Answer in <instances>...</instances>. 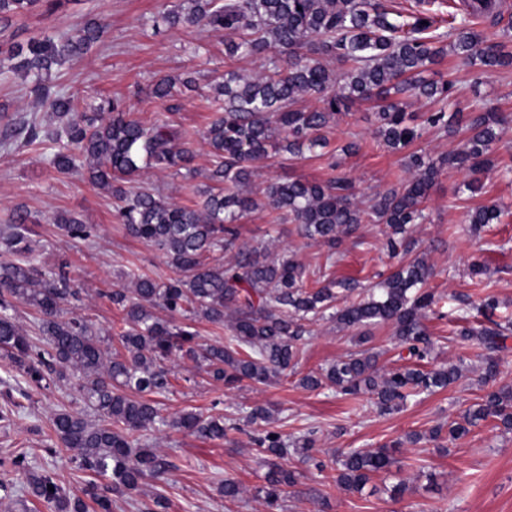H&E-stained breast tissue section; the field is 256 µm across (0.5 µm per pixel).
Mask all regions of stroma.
Instances as JSON below:
<instances>
[{"instance_id": "stroma-1", "label": "stroma", "mask_w": 512, "mask_h": 512, "mask_svg": "<svg viewBox=\"0 0 512 512\" xmlns=\"http://www.w3.org/2000/svg\"><path fill=\"white\" fill-rule=\"evenodd\" d=\"M190 0H49L41 11L16 18L8 32L16 40L46 33L62 36L74 33L90 17L104 18L105 32L82 59L63 68L54 82L60 93L93 103L98 96L124 100L135 116L151 119L163 113L162 102L147 97L155 80L163 76L193 74L199 95L183 102L174 120L196 150L193 162L197 177L170 172L150 173L147 186L170 202L187 203L196 187L203 184V171L211 166L203 133L210 112L205 97L211 83L226 68L224 35L199 26L169 27L162 14ZM438 74H454L465 87L458 108L469 112L473 101L512 113V72L477 76L474 68L463 65L455 55H447L437 65ZM8 116L37 114L51 120L49 106L37 105L22 77L0 73V113ZM351 119L333 123L326 135L337 147L338 173L355 179L360 199L398 185L406 176L402 154L377 145L370 104L355 105ZM357 141L358 153L344 155L340 146ZM51 151L45 147L4 151L0 149V226L7 224L16 206L36 214L29 235L37 244L36 259L47 269L67 263L71 277L80 288V312L101 336L112 333L119 312L105 298L106 290L128 284L127 272H140L164 278L174 268L162 252L129 236L118 220L111 193L92 185L79 174L61 175L49 163ZM327 174L325 160L316 154L289 159L287 154L272 156L257 168L248 187L260 195L267 180L275 175H291L321 180ZM465 173L447 170L435 187L428 205V223L418 225L414 236L416 252L424 257L436 275L429 283L438 300L439 317L428 327L434 341L432 367L463 362L462 378L430 395L408 401L398 412L380 414L369 396L347 398L335 390L315 391L299 384L301 376L357 350L350 331L337 329L322 320L312 327L305 353L295 371L266 385H245L227 389L213 381L196 363L173 357L171 369L176 378L169 393L160 395L164 415L174 417L185 411L240 418L251 408H269L272 429L288 436L302 435L306 428L317 430V441L310 460L292 456L290 468L300 479L285 494L281 512H512V432H504L495 420L482 422L471 432L440 449L427 443L405 444L410 432H425L438 424L460 419L464 410L479 401L487 390L512 385V338L498 360L495 381L482 384L483 364L476 344L451 341L452 323L460 304L458 295L480 296L468 275L473 260L484 262L490 291L499 300L498 316L512 320V214L501 223L488 225L481 236H472L464 222L466 208L499 202L512 207V173L492 170L483 177V193L473 195L464 188ZM77 214L92 225L95 235L88 240H68L56 228L59 213ZM383 227L362 225L357 236L339 246L340 260L331 268L332 277H353L362 286L378 282L380 274L392 271L394 262L382 246ZM240 240L267 249L269 256L282 250L293 251L307 267L324 263L326 246L302 238L294 224H276L267 210H256L239 222ZM73 377L46 388L26 385L23 378L0 359V411H12L10 423L0 422V512H50L47 505L30 496L26 476L13 470L11 458L25 453L31 466L50 470L56 482L73 497L82 496L89 479L78 469L71 449L55 447L52 418L62 409H79ZM139 443L149 444L168 468L161 479L146 481L130 498L115 499L112 512H150L156 496L168 500L166 512H268L253 490L264 482L266 466L248 431L229 433L221 440H203L183 430H151L139 433ZM397 444L401 469L378 474L373 490L350 493L336 481L331 459L334 449H372ZM327 462L325 471L315 469L314 460ZM236 478L244 487L237 500L227 501L218 488L224 477ZM406 483V492L391 497L397 483Z\"/></svg>"}]
</instances>
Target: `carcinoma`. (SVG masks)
Wrapping results in <instances>:
<instances>
[{"label": "carcinoma", "instance_id": "carcinoma-1", "mask_svg": "<svg viewBox=\"0 0 512 512\" xmlns=\"http://www.w3.org/2000/svg\"><path fill=\"white\" fill-rule=\"evenodd\" d=\"M184 12L164 15L171 26L203 25L224 32L227 60L256 57L266 71L244 77L234 70L212 86V119L204 139L212 165L210 185L187 204L165 200L154 190L137 186V178L152 167L179 174L195 172V150L170 118L144 121L131 116L120 100L101 97L85 107L79 119L46 126L36 116L9 119L0 133V147L17 143L55 148L50 164L60 174L85 169L88 180L111 192L119 202L117 213L129 235L156 247L179 274L165 281L130 273L134 287L104 293L120 312L113 327L112 349L103 347L100 335L82 314L64 312L79 298L66 264L45 273L33 263L35 242L28 225L38 219L19 205L12 223L0 229V356L37 385L46 377L73 372L84 404L81 411L62 409L52 420L54 434L65 448L77 451L81 469L102 484H89L84 497L72 498L53 475L30 468L26 455L13 456L15 470L25 473L28 492L55 512H112V497H130L147 476L160 478L166 463L155 450L134 445L136 432L158 427L187 430L203 439L222 440L234 429L224 419L185 411L169 420L161 413L154 394L172 387L167 362L173 355L186 357L227 388L245 381L265 384L294 370L299 364L310 324L329 319L353 330L359 342L367 341L371 327L388 324L408 364L384 369L380 354L363 349L346 354L319 372L303 376L300 383L311 390L333 388L357 397L370 394L383 412L400 408L410 397L432 394L448 387L461 374L462 365L425 368L434 342L425 324L434 311L435 295L425 288L432 268L420 258L391 272L364 297H353L355 279L336 280L327 269L336 263L334 248L344 237L355 235L365 221L386 226L385 247L392 259L413 252L414 228L426 220L430 192L446 168L468 173L466 190L484 189L481 175L492 168L512 172V157L496 155L503 113L476 105L466 114L448 111L457 90L456 79H427L429 66L453 52L465 63L492 74L512 69V15L505 16L500 0H464L450 5L448 17L423 11L403 14L382 0H192ZM43 0H0V26L13 18L32 14ZM479 19L501 27L492 41L474 27ZM100 19L90 18L70 37H32L26 44H0V66L21 75L28 93L65 117L78 102L58 92L52 71L87 53L101 38ZM344 65L331 70L327 60ZM198 91L195 78H159L152 98L168 103L167 112L179 109L176 97ZM412 93L436 105L419 115L409 114L395 97ZM316 97L318 108L300 101ZM358 102L373 104L375 136L400 151L415 142L427 127L445 133L464 128L459 148L433 159L412 153L404 157L408 177L400 185L376 194L368 202L357 199L353 179L336 173L335 150L322 131L330 122L349 115ZM327 151V178L310 181L275 177L268 181L264 200L244 196L239 186L248 181L253 165L270 154L286 151L293 159L315 149ZM268 207L273 221L290 220L298 233L331 248L325 263L308 269L284 251L273 259L239 243L238 221L248 213ZM502 204L468 209L469 230L500 221ZM58 230L70 239L87 240L92 228L74 214L58 217ZM231 252L232 260L221 261ZM461 307L453 332L461 342L478 345L486 374L492 378L497 353L506 349L512 321L494 319L499 302L486 293L478 300L458 297ZM22 303L39 313L37 334L45 347L36 346L12 311ZM160 309L169 313L163 319ZM205 319L227 327L222 344H201L188 321ZM512 431V386L488 392L462 416L448 424V440L456 441L470 428L488 419ZM247 419L259 426L252 442L264 455L268 468L265 484L255 488L269 512H275L288 487L296 485L297 472L287 467L288 457L309 458L314 431L288 438L268 427L269 410L258 406ZM351 449L340 453L336 482L345 491L360 492L371 476L398 464L394 449ZM220 492L226 500L243 494L242 485L224 478Z\"/></svg>", "mask_w": 512, "mask_h": 512}]
</instances>
